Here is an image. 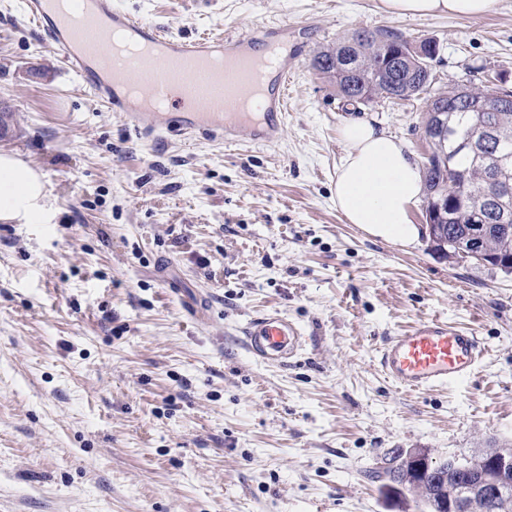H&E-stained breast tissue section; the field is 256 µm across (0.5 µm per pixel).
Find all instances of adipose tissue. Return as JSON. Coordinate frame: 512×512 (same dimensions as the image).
I'll return each instance as SVG.
<instances>
[{"mask_svg": "<svg viewBox=\"0 0 512 512\" xmlns=\"http://www.w3.org/2000/svg\"><path fill=\"white\" fill-rule=\"evenodd\" d=\"M395 17L448 15L462 18L494 13L499 0H381ZM344 156L333 195L346 221L384 239L410 242L421 230L411 207L424 191L418 162L403 140L365 118L346 119L338 128ZM50 212L41 174L10 153H0V222L42 224Z\"/></svg>", "mask_w": 512, "mask_h": 512, "instance_id": "adipose-tissue-1", "label": "adipose tissue"}]
</instances>
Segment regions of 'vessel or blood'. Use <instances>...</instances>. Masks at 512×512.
<instances>
[{"label":"vessel or blood","mask_w":512,"mask_h":512,"mask_svg":"<svg viewBox=\"0 0 512 512\" xmlns=\"http://www.w3.org/2000/svg\"><path fill=\"white\" fill-rule=\"evenodd\" d=\"M28 21L62 53L63 64L107 111L148 135L178 132L231 144L240 135L253 143L278 141L287 119L288 76L305 48L289 46L297 23L262 22L221 38L184 40L116 7L113 0H24ZM129 33L142 49L126 58L108 54L115 33ZM160 99L178 105L167 113L149 108ZM246 346L272 363L296 357L304 338L274 312L251 319ZM485 348L472 330L445 322H419L388 337L379 349L383 375L410 392H425L469 379Z\"/></svg>","instance_id":"vessel-or-blood-1"}]
</instances>
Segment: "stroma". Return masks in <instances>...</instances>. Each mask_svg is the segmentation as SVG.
I'll list each match as a JSON object with an SVG mask.
<instances>
[{
	"label": "stroma",
	"mask_w": 512,
	"mask_h": 512,
	"mask_svg": "<svg viewBox=\"0 0 512 512\" xmlns=\"http://www.w3.org/2000/svg\"><path fill=\"white\" fill-rule=\"evenodd\" d=\"M163 34L309 23L280 140L224 145L129 131L0 0V151L44 176L45 224L0 223V512H424L369 479L397 448L512 447V275L449 262L426 237L347 223L337 129L364 115L424 159L414 99L347 104L312 67L352 31L437 41L435 87L512 88V0L474 18L380 0H114ZM279 311L306 338L288 364L246 347ZM474 330L468 381L420 394L381 373L414 323Z\"/></svg>",
	"instance_id": "stroma-1"
}]
</instances>
